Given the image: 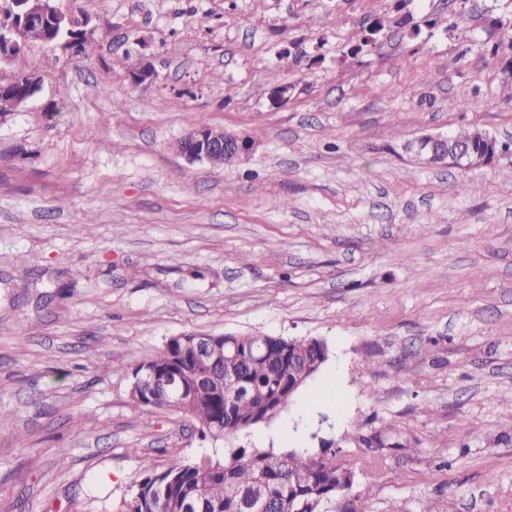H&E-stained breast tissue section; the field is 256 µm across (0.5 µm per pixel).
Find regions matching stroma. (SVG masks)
<instances>
[{
	"mask_svg": "<svg viewBox=\"0 0 512 512\" xmlns=\"http://www.w3.org/2000/svg\"><path fill=\"white\" fill-rule=\"evenodd\" d=\"M65 3L93 54L0 67L43 77L0 117V512H120L147 470L257 445L131 399L187 332L327 342L335 402L276 418L358 477L320 512H512V0H407L419 35L358 53L394 0ZM200 118L249 153L187 160ZM462 130L505 149H403ZM457 144L465 146V148L473 153L482 154L486 150V145L482 142L474 132H464L452 137ZM418 155L425 156L427 162L441 167L467 168L476 161L471 157L470 153L461 148L448 147V135H432L426 134L420 136L414 145ZM426 147L430 148V152H425Z\"/></svg>",
	"mask_w": 512,
	"mask_h": 512,
	"instance_id": "obj_1",
	"label": "stroma"
}]
</instances>
